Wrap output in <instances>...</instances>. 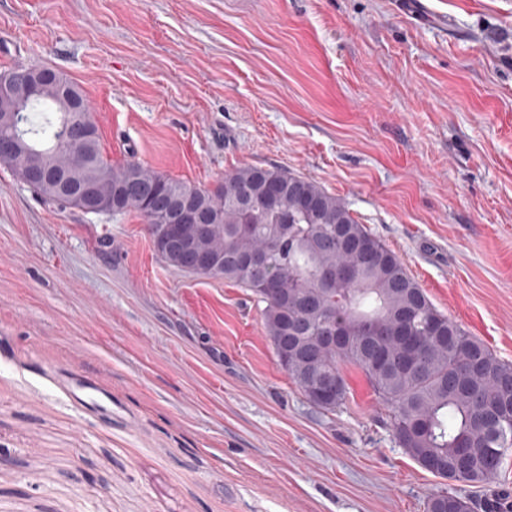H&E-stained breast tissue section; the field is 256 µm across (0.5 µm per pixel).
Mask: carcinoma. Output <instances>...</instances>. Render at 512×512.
Returning a JSON list of instances; mask_svg holds the SVG:
<instances>
[{"instance_id":"1","label":"carcinoma","mask_w":512,"mask_h":512,"mask_svg":"<svg viewBox=\"0 0 512 512\" xmlns=\"http://www.w3.org/2000/svg\"><path fill=\"white\" fill-rule=\"evenodd\" d=\"M68 115L40 94L12 125L0 123V140L20 128L28 154L61 159L56 153ZM91 152L94 188L102 215L135 212L148 224L154 249L169 267L248 290L257 304L264 334L280 365L317 409L345 404L349 386L343 367L364 374L390 413L394 437L417 463L448 465V479L474 485L498 477L512 449V363L499 359L433 305L406 265L335 195L278 167L242 166L212 188L164 177L137 162L104 158L99 129L68 147L72 161ZM48 177L33 184L44 199L62 204ZM175 200L190 202L208 216L203 237L168 249L160 241L168 225L155 209ZM218 254L217 265L198 266L186 251ZM260 261L247 269L241 261ZM346 325L349 341L331 349L322 340L329 321ZM339 385L337 398L317 401L314 372ZM469 498L449 493L430 498L427 512H473Z\"/></svg>"}]
</instances>
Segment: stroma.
Returning <instances> with one entry per match:
<instances>
[{"label": "stroma", "instance_id": "obj_1", "mask_svg": "<svg viewBox=\"0 0 512 512\" xmlns=\"http://www.w3.org/2000/svg\"><path fill=\"white\" fill-rule=\"evenodd\" d=\"M65 73L103 155L211 187L278 166L342 199L512 363V0H0V73ZM316 409L248 292L145 221L0 166V512H425L477 488L396 442L363 374ZM97 384L111 411L75 400Z\"/></svg>", "mask_w": 512, "mask_h": 512}]
</instances>
